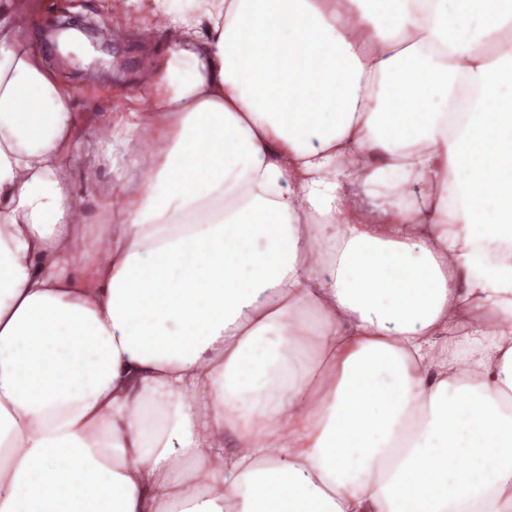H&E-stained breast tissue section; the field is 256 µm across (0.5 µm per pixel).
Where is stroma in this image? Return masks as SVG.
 Returning <instances> with one entry per match:
<instances>
[{"label": "stroma", "mask_w": 512, "mask_h": 512, "mask_svg": "<svg viewBox=\"0 0 512 512\" xmlns=\"http://www.w3.org/2000/svg\"><path fill=\"white\" fill-rule=\"evenodd\" d=\"M150 0H130L129 10L116 13L112 0H48V5L35 18L20 16L25 35L38 50L46 66L73 90L72 109L83 127L82 146L72 182L76 201L86 215L90 231L115 221L107 204L93 190L94 183H112L120 190L137 185L141 171L133 166L113 170L106 146L98 138V123L110 120L117 112L134 108V97L143 74L151 70L155 59L168 45L167 32L151 21ZM74 18L94 22L103 30L114 51L106 54L91 46L88 40L75 42L72 56L86 53L85 65L61 60L54 45L42 32L57 19Z\"/></svg>", "instance_id": "obj_1"}]
</instances>
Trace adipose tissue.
<instances>
[{
  "label": "adipose tissue",
  "instance_id": "1",
  "mask_svg": "<svg viewBox=\"0 0 512 512\" xmlns=\"http://www.w3.org/2000/svg\"><path fill=\"white\" fill-rule=\"evenodd\" d=\"M0 0V512H512V0H152L99 133Z\"/></svg>",
  "mask_w": 512,
  "mask_h": 512
}]
</instances>
